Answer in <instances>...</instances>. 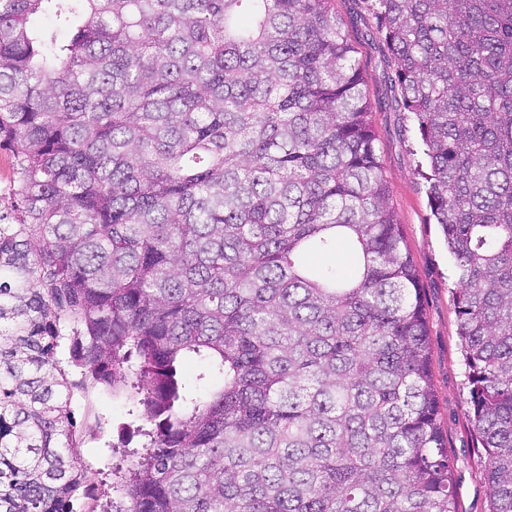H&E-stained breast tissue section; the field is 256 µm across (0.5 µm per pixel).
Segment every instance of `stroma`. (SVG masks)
Masks as SVG:
<instances>
[{"instance_id": "1", "label": "stroma", "mask_w": 512, "mask_h": 512, "mask_svg": "<svg viewBox=\"0 0 512 512\" xmlns=\"http://www.w3.org/2000/svg\"><path fill=\"white\" fill-rule=\"evenodd\" d=\"M336 13L355 46L390 187V205L402 226L422 288L432 379L453 462L458 510L487 512L488 491L482 476L485 454L467 416L468 390L453 298V259L431 217L425 181L417 173L424 161L417 124L402 105L394 59L378 31L369 0H336Z\"/></svg>"}]
</instances>
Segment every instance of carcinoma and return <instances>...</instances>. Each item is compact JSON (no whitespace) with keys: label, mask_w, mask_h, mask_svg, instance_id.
<instances>
[{"label":"carcinoma","mask_w":512,"mask_h":512,"mask_svg":"<svg viewBox=\"0 0 512 512\" xmlns=\"http://www.w3.org/2000/svg\"><path fill=\"white\" fill-rule=\"evenodd\" d=\"M334 2L0 0V512H458ZM371 9L454 260L488 512H512V0ZM341 248L348 273L308 263ZM101 390L131 417L106 472L81 448L110 420L74 412Z\"/></svg>","instance_id":"cac0c4a2"}]
</instances>
